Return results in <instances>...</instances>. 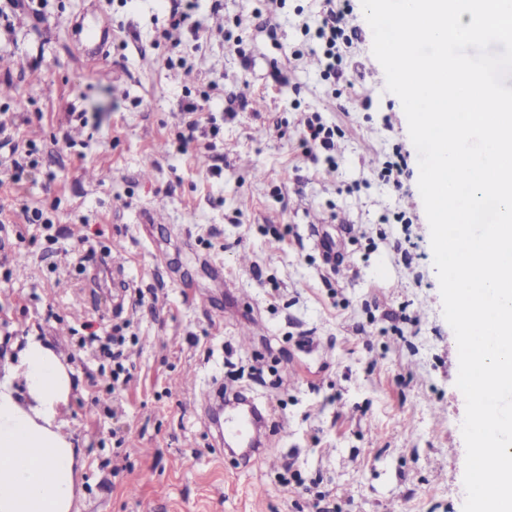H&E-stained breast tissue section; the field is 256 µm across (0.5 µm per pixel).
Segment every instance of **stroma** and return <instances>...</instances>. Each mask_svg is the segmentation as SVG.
Returning <instances> with one entry per match:
<instances>
[{
  "mask_svg": "<svg viewBox=\"0 0 512 512\" xmlns=\"http://www.w3.org/2000/svg\"><path fill=\"white\" fill-rule=\"evenodd\" d=\"M349 4L335 80L322 55H293L320 0H286L270 27L258 0H195L174 31L171 0H34L16 13L0 0L14 27L0 41V113L35 162L24 192L0 187V354L16 357L33 331L66 352L76 512H316L319 491L335 512H463L465 399L418 153L361 0ZM102 16L112 35L99 57L74 24ZM213 81L250 86L249 105L228 116ZM191 102L200 128L186 147ZM316 116L335 130L334 156L301 143ZM396 150L398 189L378 177ZM25 207L58 240L33 236ZM86 236L113 260L95 282L70 252ZM326 239L344 274L327 269ZM116 267L153 310L116 313ZM87 322L128 325L119 394L82 342ZM220 385L249 387L268 410L250 462L218 449L202 417ZM290 458L310 492L281 484Z\"/></svg>",
  "mask_w": 512,
  "mask_h": 512,
  "instance_id": "35a3bbf8",
  "label": "stroma"
}]
</instances>
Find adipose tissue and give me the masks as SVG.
Segmentation results:
<instances>
[{"label": "adipose tissue", "mask_w": 512, "mask_h": 512, "mask_svg": "<svg viewBox=\"0 0 512 512\" xmlns=\"http://www.w3.org/2000/svg\"><path fill=\"white\" fill-rule=\"evenodd\" d=\"M74 371L38 334L24 338L16 361L0 369V447L18 459L0 465V512H71L77 459L61 438L59 411L74 387ZM22 379L24 396L12 384Z\"/></svg>", "instance_id": "ef3b65f1"}]
</instances>
